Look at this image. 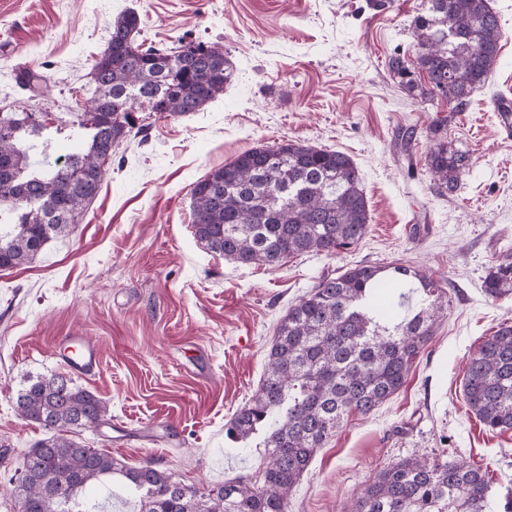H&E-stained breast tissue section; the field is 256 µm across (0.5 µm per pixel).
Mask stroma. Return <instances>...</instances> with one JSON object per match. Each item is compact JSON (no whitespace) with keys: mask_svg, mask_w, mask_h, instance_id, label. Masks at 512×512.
Instances as JSON below:
<instances>
[{"mask_svg":"<svg viewBox=\"0 0 512 512\" xmlns=\"http://www.w3.org/2000/svg\"><path fill=\"white\" fill-rule=\"evenodd\" d=\"M504 36L486 86L462 112L427 103L392 79V55L413 56L423 0H0V108L32 113L54 154L89 133L74 128L84 86L115 16L140 36L223 45L236 76L188 116L137 112L143 131L114 152L102 188L68 238L0 270V512H19L9 480L46 436L15 410L28 377L62 373L58 340L85 333L102 364L77 383L103 400L108 425L76 433L136 466L148 457L198 488L255 473L262 435L226 429L259 389L280 318L321 276L359 264L423 268L445 289L448 316L401 390L367 417L350 414L316 451L287 512H350L382 469L418 455L480 468L512 492V430L492 432L464 400L469 356L512 322V296L487 297L488 268L512 249V136L497 101L512 98V0H490ZM44 81L18 88L15 73ZM467 151L459 187L440 195L426 164L430 128ZM415 127L410 145L402 127ZM344 152L363 178L370 226L351 249L305 254L277 268L238 266L208 252L192 227L191 190L260 144Z\"/></svg>","mask_w":512,"mask_h":512,"instance_id":"obj_1","label":"stroma"}]
</instances>
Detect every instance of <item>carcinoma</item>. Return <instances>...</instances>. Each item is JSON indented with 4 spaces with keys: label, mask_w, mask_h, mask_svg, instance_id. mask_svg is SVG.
<instances>
[{
    "label": "carcinoma",
    "mask_w": 512,
    "mask_h": 512,
    "mask_svg": "<svg viewBox=\"0 0 512 512\" xmlns=\"http://www.w3.org/2000/svg\"><path fill=\"white\" fill-rule=\"evenodd\" d=\"M414 20L413 48L428 86L460 112L496 65L503 32L488 0H425ZM133 9L112 21L89 72L90 97L79 125L86 145L63 158L30 162L22 146L39 125L26 112L0 111V269L26 264L51 241L69 236L105 179L104 164L132 136V112L185 116L224 94L234 77L220 44L179 41L172 47L137 40ZM392 77L419 87L403 57L389 59ZM437 190L452 192L469 156L442 138L427 151ZM194 235L206 249L239 266L274 267L305 253L333 255L369 230V211L355 162L345 153L281 143L253 147L197 181ZM491 298L512 295V253L492 265L482 284ZM448 310L427 274L354 265L324 276L288 307L268 353L263 382L232 419L227 434L245 440L265 431L263 467L210 489L183 484L153 461L130 467L67 436L106 423L107 405L72 379L53 374L17 393L19 416L49 432L29 449L13 483L20 512H104L78 492L119 476L139 497V512H286L288 495L317 449L351 413L368 415L404 385ZM464 398L492 431L512 430V325L486 337L469 358ZM53 478H48V475ZM480 470L452 459L406 458L381 470L353 512H494Z\"/></svg>",
    "instance_id": "carcinoma-1"
}]
</instances>
